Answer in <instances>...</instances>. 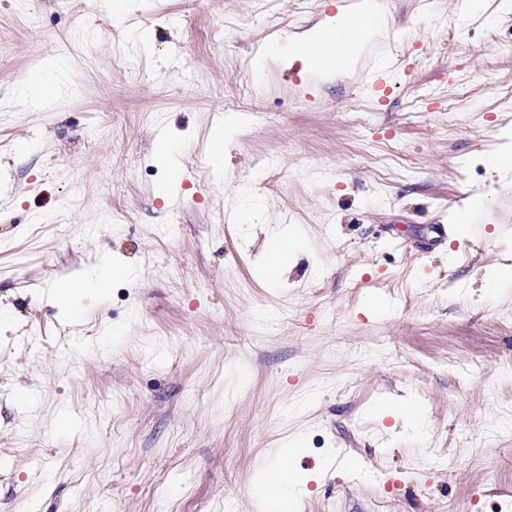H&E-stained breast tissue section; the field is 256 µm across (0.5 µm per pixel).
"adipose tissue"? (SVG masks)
Wrapping results in <instances>:
<instances>
[{
    "instance_id": "1",
    "label": "adipose tissue",
    "mask_w": 512,
    "mask_h": 512,
    "mask_svg": "<svg viewBox=\"0 0 512 512\" xmlns=\"http://www.w3.org/2000/svg\"><path fill=\"white\" fill-rule=\"evenodd\" d=\"M386 24L380 0H359L354 6H337L323 19L295 39H275L259 53L256 64L267 61L283 65L301 62L304 70H312L315 60H322L324 74L350 70L377 32Z\"/></svg>"
}]
</instances>
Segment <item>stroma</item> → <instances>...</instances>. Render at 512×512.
Wrapping results in <instances>:
<instances>
[{
  "instance_id": "stroma-1",
  "label": "stroma",
  "mask_w": 512,
  "mask_h": 512,
  "mask_svg": "<svg viewBox=\"0 0 512 512\" xmlns=\"http://www.w3.org/2000/svg\"><path fill=\"white\" fill-rule=\"evenodd\" d=\"M328 3L0 0V512H256L274 467L293 512H512V0H384L349 73L255 77ZM38 80H34V76ZM58 94V86L44 77L43 71L32 72L22 89V97L26 103H47ZM271 241L270 254L267 256L264 267L268 268V274L272 277L279 276L283 258L287 252L297 246V239L288 236L283 229Z\"/></svg>"
}]
</instances>
